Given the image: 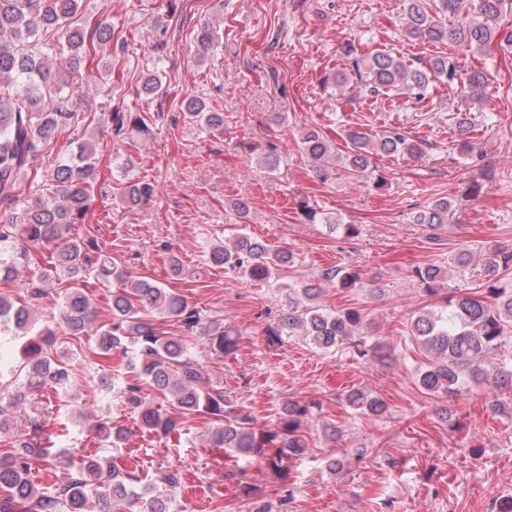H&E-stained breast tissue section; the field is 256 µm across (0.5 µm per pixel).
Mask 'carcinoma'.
<instances>
[{
	"label": "carcinoma",
	"mask_w": 512,
	"mask_h": 512,
	"mask_svg": "<svg viewBox=\"0 0 512 512\" xmlns=\"http://www.w3.org/2000/svg\"><path fill=\"white\" fill-rule=\"evenodd\" d=\"M80 7V0H0V204L12 209L8 222L0 224V284L23 289L14 299L0 293V333L25 338L20 361L9 369L23 378L24 390L6 398L0 395V512H174L173 492L181 486L178 470L163 473L159 487L144 481L135 466L120 468L88 454L62 484L39 486L32 481L33 470L56 459L50 430L60 421L43 399L50 391L87 380L84 371L58 353V335L95 337L83 357L85 364L102 371L103 383L112 350L121 346L130 354V378L120 381L117 393L140 428L178 441L186 422L204 418L212 425L209 447L227 454L262 455L280 476L288 471L286 462L309 448L304 424L319 405L290 400L274 427H258L251 410L230 405L224 388L206 376L194 354L199 341L217 356H231L238 350L239 333L222 319L202 315L181 292L119 268L95 238L70 237L72 226L84 223L89 212L98 168L94 149L83 144L54 164L48 173L51 194H23L34 158L75 125L73 89L66 73H79L112 47V23L107 18L70 23ZM508 11L512 12V0H406V35L471 50L494 40L512 45V31L505 32L500 25ZM62 55L69 64L65 73L53 65ZM437 80L458 81L470 98L478 99L487 76L476 68L461 73L459 63L448 56L416 66L390 51L377 50L350 57L348 70L336 73L334 84L342 91L356 81L373 94L401 90L423 100ZM142 90L153 99L167 96L163 78L156 73L147 75ZM183 110L186 119L206 132L224 130V113L212 111L202 99L183 103ZM153 120L140 112L111 113L117 136L125 129L148 136ZM345 138L344 169L355 174L369 168L374 153H421L414 141L388 130L369 134L351 127ZM301 144L318 173L336 157L315 128L303 130ZM155 190L150 180L133 179L122 188V196L127 205L138 206L153 198ZM452 214L451 203L441 199L419 211L414 220L435 227L449 223ZM49 243L56 248L39 252ZM481 261L484 281L479 293L459 290L410 321L409 336L428 360L416 372L428 394H455L466 381L512 386V368L493 376L485 368L486 360L501 355L512 341V252L492 249ZM293 262L289 249H272L238 232L232 240L210 246L202 274L228 270L267 283L280 278ZM90 274L98 287L110 289L109 319L97 327L88 292ZM444 277L441 267L433 264L410 272L420 290L433 299L440 295ZM53 279L68 284L58 295L59 321L55 327L39 326L33 301L48 295L45 284ZM324 282L356 288L361 274L332 266L307 281L283 284L288 305L263 328L266 343L280 345L286 337L299 336L320 351L346 350L358 359L385 363L390 353L360 337L363 310H333L320 304ZM159 320L177 325L181 334L161 331ZM345 400L350 408L376 416L387 408L383 399L359 389L348 391ZM26 402L44 410L43 420L31 433L17 435L5 415ZM92 429L112 444L126 439L125 428L110 421L99 420Z\"/></svg>",
	"instance_id": "obj_1"
}]
</instances>
